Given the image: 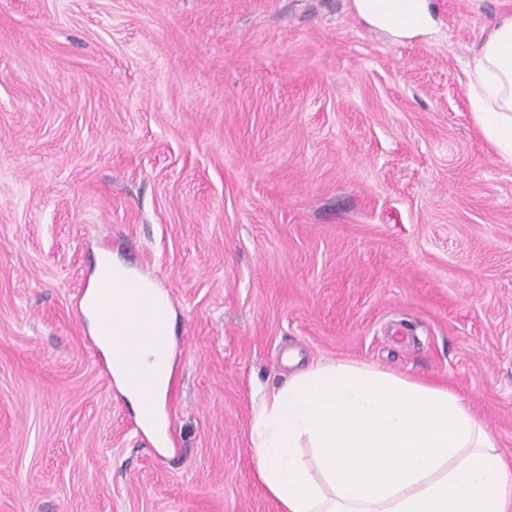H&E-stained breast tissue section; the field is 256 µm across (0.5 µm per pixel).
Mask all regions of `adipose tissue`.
<instances>
[{"instance_id": "obj_1", "label": "adipose tissue", "mask_w": 512, "mask_h": 512, "mask_svg": "<svg viewBox=\"0 0 512 512\" xmlns=\"http://www.w3.org/2000/svg\"><path fill=\"white\" fill-rule=\"evenodd\" d=\"M472 108L499 155L512 160V16L502 18L474 58ZM121 312L103 346L139 329L125 378L110 370L145 426L158 430V404L171 375V311L161 293L110 263ZM252 440L258 474L283 512H512V474L486 428L448 388L372 366H312L262 395Z\"/></svg>"}]
</instances>
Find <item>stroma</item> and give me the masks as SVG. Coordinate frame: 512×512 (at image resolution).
<instances>
[{"mask_svg":"<svg viewBox=\"0 0 512 512\" xmlns=\"http://www.w3.org/2000/svg\"><path fill=\"white\" fill-rule=\"evenodd\" d=\"M0 0V512H283L261 394L347 361L448 387L512 472V161L468 63L512 0ZM170 293L149 446L79 295Z\"/></svg>","mask_w":512,"mask_h":512,"instance_id":"stroma-1","label":"stroma"}]
</instances>
